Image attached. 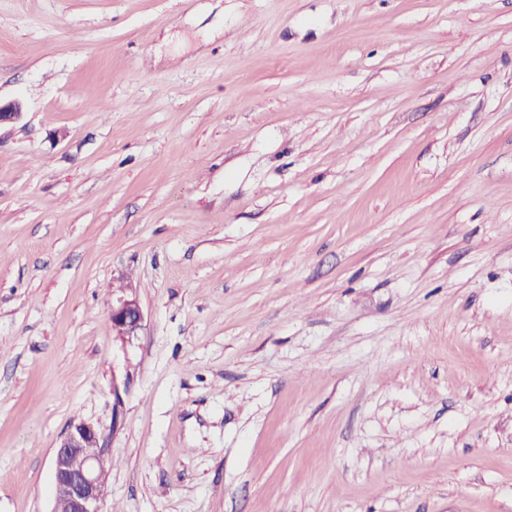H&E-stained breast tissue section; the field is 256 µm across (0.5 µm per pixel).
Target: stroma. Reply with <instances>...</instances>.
Segmentation results:
<instances>
[{
  "label": "stroma",
  "mask_w": 512,
  "mask_h": 512,
  "mask_svg": "<svg viewBox=\"0 0 512 512\" xmlns=\"http://www.w3.org/2000/svg\"><path fill=\"white\" fill-rule=\"evenodd\" d=\"M0 100V512H512V0H0ZM112 329L123 344H132L143 329L144 313L134 293L113 297L110 310ZM108 436L99 427L87 421L72 423L56 447L52 459V512H101L106 491L107 473L101 459L110 454ZM87 448H94L88 453ZM80 456L79 466L74 458Z\"/></svg>",
  "instance_id": "obj_1"
}]
</instances>
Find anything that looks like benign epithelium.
<instances>
[{
  "label": "benign epithelium",
  "mask_w": 512,
  "mask_h": 512,
  "mask_svg": "<svg viewBox=\"0 0 512 512\" xmlns=\"http://www.w3.org/2000/svg\"><path fill=\"white\" fill-rule=\"evenodd\" d=\"M112 329L123 344H131L143 329L144 313L134 293L113 297ZM110 454L108 436L87 421L72 423L56 447L52 459L53 512H101L107 473L101 459Z\"/></svg>",
  "instance_id": "1"
}]
</instances>
